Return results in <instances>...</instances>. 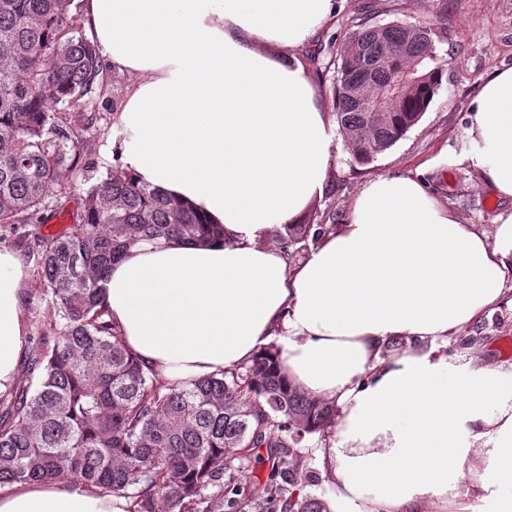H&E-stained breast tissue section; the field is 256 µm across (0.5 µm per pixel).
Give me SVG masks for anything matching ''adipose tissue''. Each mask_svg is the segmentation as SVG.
<instances>
[{"instance_id":"obj_1","label":"adipose tissue","mask_w":512,"mask_h":512,"mask_svg":"<svg viewBox=\"0 0 512 512\" xmlns=\"http://www.w3.org/2000/svg\"><path fill=\"white\" fill-rule=\"evenodd\" d=\"M334 0H82L107 62L133 77L112 150L141 182L190 202L224 236L134 247L104 299L127 349L172 381L248 363L276 345L287 381L335 403L336 512H410L481 487L512 512V375L455 368L446 349L497 303L512 213L492 232L440 206L419 176L367 180L347 218L290 261L273 229L322 196L343 134L291 56ZM465 155L512 199V68L468 111ZM26 263L0 249V392L27 330ZM406 347L386 357L392 341ZM73 482L20 483L0 512H125Z\"/></svg>"}]
</instances>
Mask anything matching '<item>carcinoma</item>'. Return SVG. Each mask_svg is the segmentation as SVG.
Returning a JSON list of instances; mask_svg holds the SVG:
<instances>
[{"label":"carcinoma","mask_w":512,"mask_h":512,"mask_svg":"<svg viewBox=\"0 0 512 512\" xmlns=\"http://www.w3.org/2000/svg\"><path fill=\"white\" fill-rule=\"evenodd\" d=\"M73 0H0V242L13 237L47 303L32 311L38 353L0 393V490L73 481L129 501L127 512H335L298 499L288 476L307 434L333 437L336 406L287 385L275 349L250 363L171 382L139 363L109 319L111 266L142 242L203 243L220 229L188 204L93 158L108 93L95 42ZM436 22L360 24L337 59L336 120L367 165L418 123L442 85L448 53ZM329 213L285 224L290 258L316 245ZM62 217L61 230L31 233ZM266 449V481L243 497L239 467Z\"/></svg>","instance_id":"1"}]
</instances>
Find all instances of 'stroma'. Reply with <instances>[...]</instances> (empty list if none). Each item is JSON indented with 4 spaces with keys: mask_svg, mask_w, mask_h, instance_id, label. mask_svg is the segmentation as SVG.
I'll return each instance as SVG.
<instances>
[{
    "mask_svg": "<svg viewBox=\"0 0 512 512\" xmlns=\"http://www.w3.org/2000/svg\"><path fill=\"white\" fill-rule=\"evenodd\" d=\"M436 17L443 21L448 52V70L438 94L418 124L370 165L351 164L345 144L335 145L327 189L314 203L318 210L332 209L339 218H346L348 202L365 180L420 170L438 203L476 230H490L498 215L512 211L511 201L481 187L478 172L464 159L472 101L491 73L512 67V0H339L305 51L326 62L359 23H419ZM109 77L118 98L103 105L107 119L101 126L95 156L102 166L112 164V143L124 135L117 115L132 84L129 75L114 68ZM509 343L512 275L506 280L502 299L490 311L449 336L448 359L460 367L473 363L508 372L512 370V352L505 350ZM326 448L316 434L302 442L298 450L301 462L293 475L300 495L332 497L333 470L322 458Z\"/></svg>",
    "mask_w": 512,
    "mask_h": 512,
    "instance_id": "stroma-1",
    "label": "stroma"
}]
</instances>
